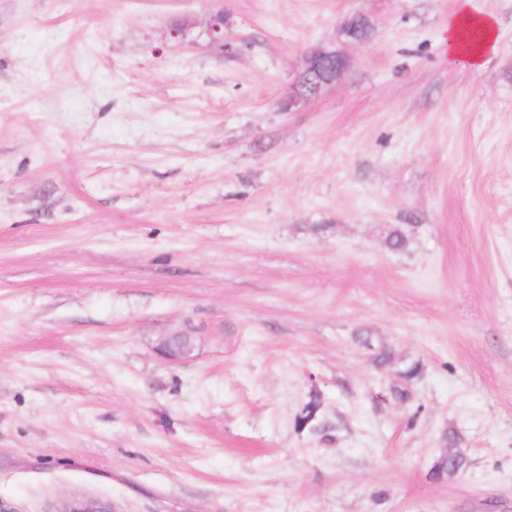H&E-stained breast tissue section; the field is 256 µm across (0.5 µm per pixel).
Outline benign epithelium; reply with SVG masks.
Returning <instances> with one entry per match:
<instances>
[{
    "label": "benign epithelium",
    "mask_w": 512,
    "mask_h": 512,
    "mask_svg": "<svg viewBox=\"0 0 512 512\" xmlns=\"http://www.w3.org/2000/svg\"><path fill=\"white\" fill-rule=\"evenodd\" d=\"M371 24L363 15L357 14L343 21L336 35V43L319 45L307 53L301 75L306 78L303 83L291 86L288 95V109L299 107L309 100L321 95L327 88L343 80L350 67V57L343 47L364 41L370 32ZM209 30L214 42L224 48V52L233 51L230 43L224 42V13L218 12L210 17ZM178 337L165 338L161 345L162 352L172 360L189 357L193 347H174ZM57 512H112L96 506L92 502H69Z\"/></svg>",
    "instance_id": "obj_1"
}]
</instances>
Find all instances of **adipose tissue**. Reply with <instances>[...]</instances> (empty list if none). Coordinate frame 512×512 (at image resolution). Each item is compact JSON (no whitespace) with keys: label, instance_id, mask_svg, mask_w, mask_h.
Masks as SVG:
<instances>
[{"label":"adipose tissue","instance_id":"1","mask_svg":"<svg viewBox=\"0 0 512 512\" xmlns=\"http://www.w3.org/2000/svg\"><path fill=\"white\" fill-rule=\"evenodd\" d=\"M498 31L499 20L494 14L477 9L473 0H457L447 22L449 60L481 69L499 49Z\"/></svg>","mask_w":512,"mask_h":512}]
</instances>
